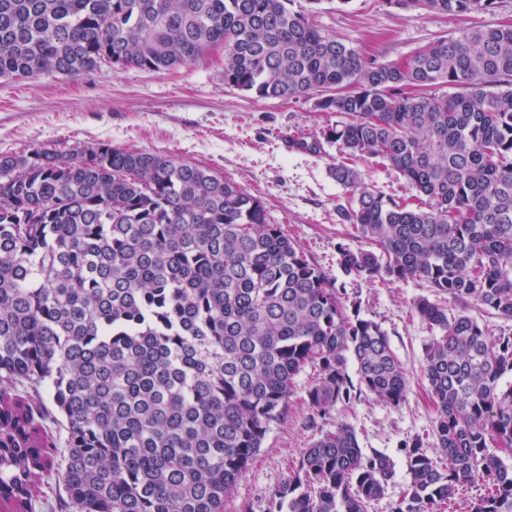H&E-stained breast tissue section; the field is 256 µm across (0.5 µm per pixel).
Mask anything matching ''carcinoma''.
I'll return each mask as SVG.
<instances>
[{
    "instance_id": "carcinoma-1",
    "label": "carcinoma",
    "mask_w": 512,
    "mask_h": 512,
    "mask_svg": "<svg viewBox=\"0 0 512 512\" xmlns=\"http://www.w3.org/2000/svg\"><path fill=\"white\" fill-rule=\"evenodd\" d=\"M291 2L0 0V79L170 71L222 47L229 87L320 93L341 116L322 131L343 153L338 213L376 246L337 245L344 272L421 280L461 305L414 302L433 334L436 419L402 442L410 482L393 512H439L478 481L471 512H512V334L466 313L512 320V25L463 27L378 64ZM402 5L456 17L496 0ZM441 85L457 92L432 94ZM372 158L415 203L365 186L355 161ZM307 368L312 421L362 393L397 407L409 389L381 326L347 313L258 197L106 143L0 154V512H35L55 464L45 391L66 430L68 512H223ZM392 473L340 424L303 450L274 512H368Z\"/></svg>"
}]
</instances>
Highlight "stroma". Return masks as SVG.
Here are the masks:
<instances>
[{"label":"stroma","mask_w":512,"mask_h":512,"mask_svg":"<svg viewBox=\"0 0 512 512\" xmlns=\"http://www.w3.org/2000/svg\"><path fill=\"white\" fill-rule=\"evenodd\" d=\"M293 7L323 34L380 63L404 62L418 47L464 26L512 24V0H497L489 13L457 18L394 0H294ZM223 58L218 49L164 72L104 65L78 77L0 79V153L108 143L198 164L259 197L268 223L284 225L308 260L344 285L345 306H358L361 317L381 325L410 375V390L397 407L364 394L312 422L305 395L315 373L305 370L295 380L287 417L272 424L249 470L225 498L224 512H270L273 490L303 449L342 423L354 429L365 455L377 452L392 460L386 493L369 510L390 512L409 482L400 443L429 433L436 416L423 374L431 332L413 309L414 300L432 290L420 280L369 283L344 275L336 245L344 239L337 207L345 192L330 175L338 147L324 145L316 155L283 145L289 135L320 137L338 114L320 111L313 96L258 99L229 88Z\"/></svg>","instance_id":"1"}]
</instances>
